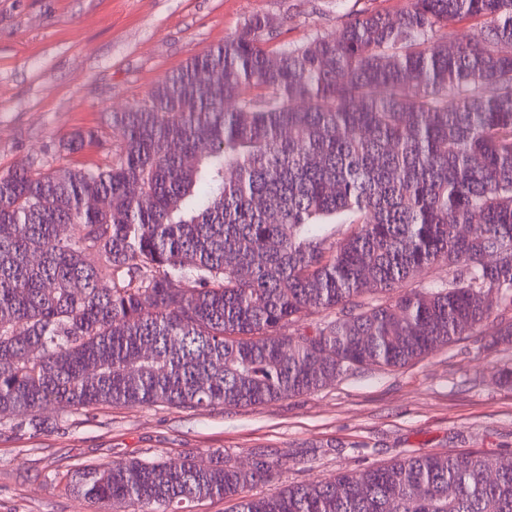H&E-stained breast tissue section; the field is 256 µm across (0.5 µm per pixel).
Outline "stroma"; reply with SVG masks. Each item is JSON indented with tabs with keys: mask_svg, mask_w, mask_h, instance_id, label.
Returning a JSON list of instances; mask_svg holds the SVG:
<instances>
[{
	"mask_svg": "<svg viewBox=\"0 0 512 512\" xmlns=\"http://www.w3.org/2000/svg\"><path fill=\"white\" fill-rule=\"evenodd\" d=\"M408 0H0V175L18 168H94L122 139L106 124L147 99L191 57L268 16L266 49L335 36L349 15L398 14ZM95 128L98 142L65 145ZM512 342L478 333L403 368L368 365L317 392L258 406L194 411L101 407L62 428L0 433V512H112L69 490L76 469L119 459L215 452L246 466L252 450L279 453L268 495L421 453L512 458Z\"/></svg>",
	"mask_w": 512,
	"mask_h": 512,
	"instance_id": "1",
	"label": "stroma"
}]
</instances>
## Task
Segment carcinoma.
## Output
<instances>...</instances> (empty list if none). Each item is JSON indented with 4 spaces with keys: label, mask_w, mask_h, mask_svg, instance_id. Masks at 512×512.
I'll return each instance as SVG.
<instances>
[{
    "label": "carcinoma",
    "mask_w": 512,
    "mask_h": 512,
    "mask_svg": "<svg viewBox=\"0 0 512 512\" xmlns=\"http://www.w3.org/2000/svg\"><path fill=\"white\" fill-rule=\"evenodd\" d=\"M468 19L478 34L456 32ZM271 33L248 18L112 114L109 164L0 176V427L64 425L52 406L288 399L404 367L512 311V0L357 13L274 61ZM439 263L455 268L448 284L365 302ZM311 315L314 331L286 332ZM276 455L112 461L72 492L113 512L214 498L236 512H512V465L491 478L478 454L247 495Z\"/></svg>",
    "instance_id": "cac0c4a2"
}]
</instances>
